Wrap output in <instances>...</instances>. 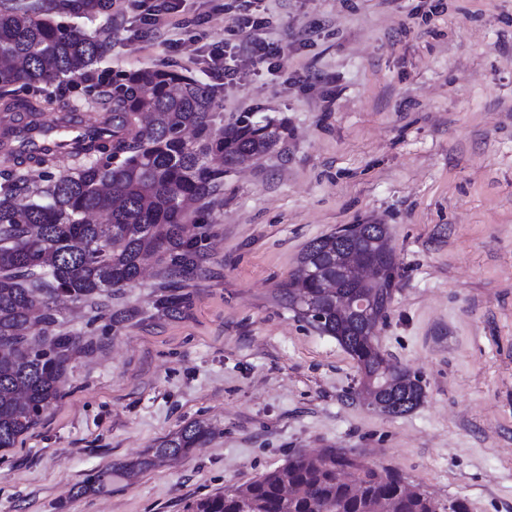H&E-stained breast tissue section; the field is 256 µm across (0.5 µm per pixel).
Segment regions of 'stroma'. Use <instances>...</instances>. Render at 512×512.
<instances>
[{
    "mask_svg": "<svg viewBox=\"0 0 512 512\" xmlns=\"http://www.w3.org/2000/svg\"><path fill=\"white\" fill-rule=\"evenodd\" d=\"M239 0L185 29H150L112 0L83 20L109 50L85 80L20 89L45 114L86 109L98 74L140 67L193 76L213 124H283L266 156L230 168L198 213L211 239L179 313L156 315L155 270L112 293L136 323L92 321L82 304L56 332L92 338L61 398L0 449V512H185L193 497L252 481L289 453L345 448L468 512H512V0ZM257 14L281 68L235 63L234 86L197 61ZM383 224L399 265L376 342L425 397L391 417L358 398L355 361L289 309L280 290L314 238ZM214 437L177 459L80 485L142 457L187 422Z\"/></svg>",
    "mask_w": 512,
    "mask_h": 512,
    "instance_id": "35a3bbf8",
    "label": "stroma"
}]
</instances>
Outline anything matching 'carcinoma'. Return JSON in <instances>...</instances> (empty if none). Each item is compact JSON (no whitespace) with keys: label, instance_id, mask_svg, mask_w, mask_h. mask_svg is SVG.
<instances>
[{"label":"carcinoma","instance_id":"1","mask_svg":"<svg viewBox=\"0 0 512 512\" xmlns=\"http://www.w3.org/2000/svg\"><path fill=\"white\" fill-rule=\"evenodd\" d=\"M106 0H0V112L6 130L24 115L31 137L0 139V448H14L60 397L71 364L94 350L81 336L59 333L29 338L32 324H56L61 298L82 303L93 318L116 322L136 318V310L112 311L105 298L112 289L135 282L148 258L159 264L154 309L170 315L183 298L178 281L199 270L207 226L191 217L194 204L206 208L224 191V165L268 154L283 126L246 120L213 127L211 91L174 70L142 67L112 84L97 85L96 107L86 113L63 110L44 119L47 102L19 98L20 87L74 81L107 50L102 30L53 23L63 12L86 19L104 10ZM63 149L79 161L71 173L50 172ZM43 171L32 185L21 166ZM104 213L105 224L88 216ZM389 238L383 224H360L349 236L330 234L310 241L297 257L281 298L302 319V297L313 296L322 321L313 327L329 333L357 363L363 391L380 412L393 414L396 398L424 397L420 381H408L394 396L389 389L402 367L386 373L375 337L362 334L349 318L336 314V293L315 287L309 272L336 273L339 248H367ZM384 280L370 289L373 325L384 318L399 276L394 253L385 259ZM212 436L202 420L187 423L137 460L116 463L94 475L83 492H101L112 479L148 469L189 452ZM186 512H467L461 500L443 503L412 485L397 471L369 465L345 448H325L312 457L294 452L286 462L251 482L198 497Z\"/></svg>","mask_w":512,"mask_h":512}]
</instances>
